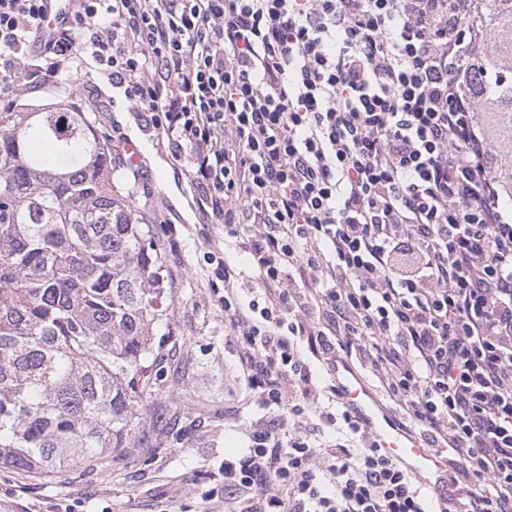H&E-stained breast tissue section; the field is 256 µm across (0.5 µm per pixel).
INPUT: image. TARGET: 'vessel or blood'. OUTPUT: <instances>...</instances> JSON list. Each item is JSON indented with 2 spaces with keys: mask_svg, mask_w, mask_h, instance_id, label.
Here are the masks:
<instances>
[{
  "mask_svg": "<svg viewBox=\"0 0 512 512\" xmlns=\"http://www.w3.org/2000/svg\"><path fill=\"white\" fill-rule=\"evenodd\" d=\"M336 387L346 409L376 438L379 448L399 460L429 486L435 487L447 481V473L435 464L433 449L401 428L359 376L337 373Z\"/></svg>",
  "mask_w": 512,
  "mask_h": 512,
  "instance_id": "1",
  "label": "vessel or blood"
}]
</instances>
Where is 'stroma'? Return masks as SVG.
<instances>
[{
    "instance_id": "obj_1",
    "label": "stroma",
    "mask_w": 512,
    "mask_h": 512,
    "mask_svg": "<svg viewBox=\"0 0 512 512\" xmlns=\"http://www.w3.org/2000/svg\"><path fill=\"white\" fill-rule=\"evenodd\" d=\"M59 84L24 95L25 105L70 99L93 113L101 132L119 129L141 149L143 177L130 192L145 223L155 225L165 255L161 306L177 340L179 372L143 409L152 421L160 407L180 411L189 429L183 442L148 449L127 466L102 460L79 478L38 477L0 467V512H51L54 505L80 501L85 512H201V492H210L212 512H242L243 502L224 497L223 482L211 474L245 446V424L257 417L287 416V407L257 413L243 403L238 352L224 333V311L208 275L209 256H228L242 272L241 295L252 273L245 253L225 246L224 227L209 224L199 193L144 113L111 109L113 89L91 66L68 69Z\"/></svg>"
}]
</instances>
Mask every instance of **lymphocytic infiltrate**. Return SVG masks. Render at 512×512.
Listing matches in <instances>:
<instances>
[{"label": "lymphocytic infiltrate", "instance_id": "1", "mask_svg": "<svg viewBox=\"0 0 512 512\" xmlns=\"http://www.w3.org/2000/svg\"><path fill=\"white\" fill-rule=\"evenodd\" d=\"M0 0V107L104 66L241 244L218 263L255 422L218 469L247 512H427L413 475L312 381L360 355L411 426L457 457L440 512H512V211L460 77L474 0ZM318 418L335 437L314 444ZM226 254L228 257L233 260L239 269L242 271V279L239 281L240 293L247 301L252 298L250 294V281L252 280V273L247 264L245 253L242 248L239 246H226Z\"/></svg>", "mask_w": 512, "mask_h": 512}]
</instances>
